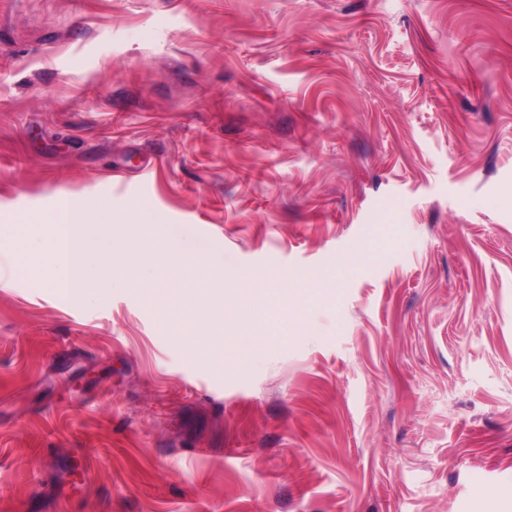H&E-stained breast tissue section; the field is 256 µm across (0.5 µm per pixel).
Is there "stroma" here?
<instances>
[{
  "mask_svg": "<svg viewBox=\"0 0 512 512\" xmlns=\"http://www.w3.org/2000/svg\"><path fill=\"white\" fill-rule=\"evenodd\" d=\"M60 195L153 257L0 246V512H512V0H0V211ZM0 242L12 231L17 233L23 223L42 225L53 248V271L45 286L66 292L80 293L95 288H105L112 281V255L98 262V272L94 276L83 273V264L98 258V248L93 229L103 228L112 236V225L126 230L128 225L142 224L128 215L113 214L111 205L90 208L77 203L70 196L59 197L55 208L45 219L34 222L15 216L5 217L0 212ZM3 227V232H2Z\"/></svg>",
  "mask_w": 512,
  "mask_h": 512,
  "instance_id": "1",
  "label": "stroma"
}]
</instances>
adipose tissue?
<instances>
[{
	"label": "adipose tissue",
	"instance_id": "obj_1",
	"mask_svg": "<svg viewBox=\"0 0 512 512\" xmlns=\"http://www.w3.org/2000/svg\"><path fill=\"white\" fill-rule=\"evenodd\" d=\"M133 222V217L113 213L111 206L94 209L77 203L72 197H59L54 209L41 221L53 248V271L45 282L46 287L85 292L107 287L112 281L113 268H120L125 274L139 268L143 263L139 255L124 258L118 264L108 257L99 258L93 234L97 228L124 230ZM89 260L98 263L96 275L83 272V265Z\"/></svg>",
	"mask_w": 512,
	"mask_h": 512
}]
</instances>
